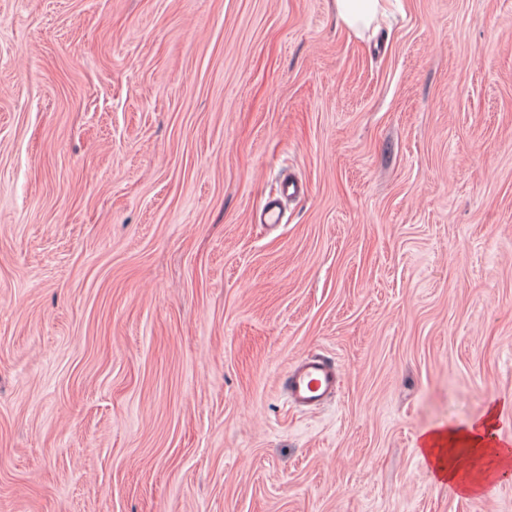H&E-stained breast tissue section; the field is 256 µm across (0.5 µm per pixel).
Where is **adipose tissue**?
<instances>
[{"label":"adipose tissue","instance_id":"1","mask_svg":"<svg viewBox=\"0 0 512 512\" xmlns=\"http://www.w3.org/2000/svg\"><path fill=\"white\" fill-rule=\"evenodd\" d=\"M336 15L352 32L370 27L402 0H335ZM497 405L476 423L425 433L419 443L440 481L459 493H480L489 481L512 473V457L502 454L496 435Z\"/></svg>","mask_w":512,"mask_h":512}]
</instances>
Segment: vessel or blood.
I'll return each instance as SVG.
<instances>
[{"label":"vessel or blood","instance_id":"b4317fda","mask_svg":"<svg viewBox=\"0 0 512 512\" xmlns=\"http://www.w3.org/2000/svg\"><path fill=\"white\" fill-rule=\"evenodd\" d=\"M286 392L291 404L318 409L336 395L338 375L330 358L309 353L296 360L285 373Z\"/></svg>","mask_w":512,"mask_h":512}]
</instances>
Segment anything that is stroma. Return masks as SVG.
<instances>
[{"label":"stroma","mask_w":512,"mask_h":512,"mask_svg":"<svg viewBox=\"0 0 512 512\" xmlns=\"http://www.w3.org/2000/svg\"><path fill=\"white\" fill-rule=\"evenodd\" d=\"M494 401L512 0H0V512H512L418 450ZM403 0H335L336 15L350 31L358 34L390 10L402 7ZM288 401L296 407L320 409L336 395L338 375L330 358L308 353L285 373Z\"/></svg>","instance_id":"obj_1"}]
</instances>
